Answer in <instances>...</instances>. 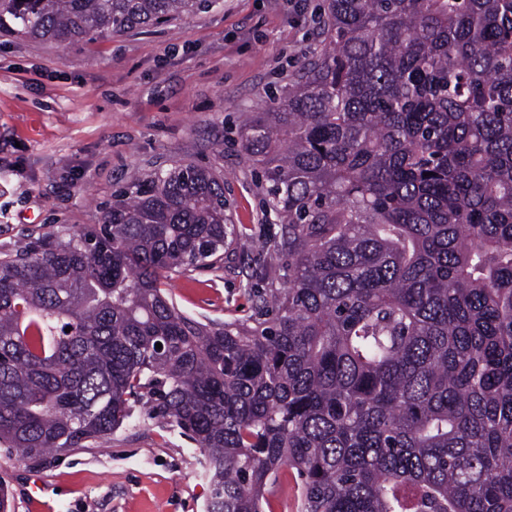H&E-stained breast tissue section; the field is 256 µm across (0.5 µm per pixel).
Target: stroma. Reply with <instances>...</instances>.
Masks as SVG:
<instances>
[{"label": "stroma", "mask_w": 512, "mask_h": 512, "mask_svg": "<svg viewBox=\"0 0 512 512\" xmlns=\"http://www.w3.org/2000/svg\"><path fill=\"white\" fill-rule=\"evenodd\" d=\"M318 0H216L187 19L57 42L0 31V255L21 237L67 239L100 224L120 189L181 163L224 181L247 254L174 274L186 315L244 321L252 286L281 267V227L262 221V191L236 141L318 44ZM199 448L150 421L106 447L45 462L0 453L13 512H204Z\"/></svg>", "instance_id": "stroma-1"}]
</instances>
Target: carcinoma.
I'll return each instance as SVG.
<instances>
[{"label":"carcinoma","instance_id":"carcinoma-1","mask_svg":"<svg viewBox=\"0 0 512 512\" xmlns=\"http://www.w3.org/2000/svg\"><path fill=\"white\" fill-rule=\"evenodd\" d=\"M212 0H0L78 40ZM321 46L240 146L288 286L203 324L166 286L237 238L177 164L97 228L0 258V447L44 461L144 417L202 454L207 512H512V0H322ZM71 331H66V328ZM162 348H156V344ZM298 483L300 481L296 474L289 471L286 478H281L269 497L271 509L273 510L271 512H300L301 497Z\"/></svg>","mask_w":512,"mask_h":512}]
</instances>
